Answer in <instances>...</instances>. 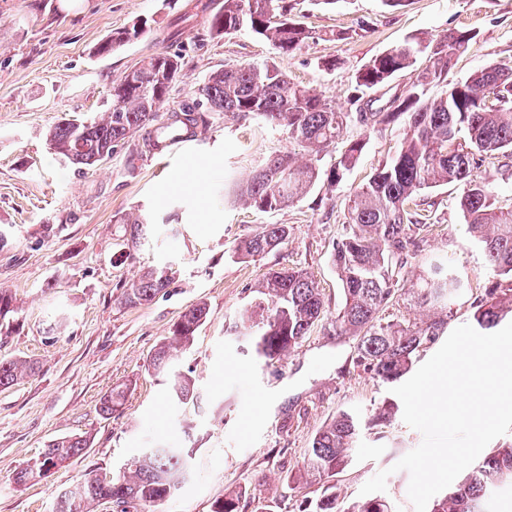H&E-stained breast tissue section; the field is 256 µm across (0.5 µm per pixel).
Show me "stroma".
<instances>
[{"mask_svg":"<svg viewBox=\"0 0 512 512\" xmlns=\"http://www.w3.org/2000/svg\"><path fill=\"white\" fill-rule=\"evenodd\" d=\"M196 0H0V287L15 299L19 323L0 336V360L31 359L34 373L0 388V512H51L62 491L89 471L118 475L128 458L152 443L192 451V473L155 512H211L228 492L245 495L242 512H304L323 493L302 484L298 469L323 424L337 412L367 415L389 399L390 387L370 378L355 359L356 341L315 325L281 359L254 356L232 323L271 271L305 270L316 280L326 319L342 294L331 253L345 232L348 200L392 156L403 121L364 125L360 112L386 109L404 93L412 70L352 105L355 75L372 57L412 38L431 41L451 31L474 34L430 96L491 64L512 69V0H295L294 15L313 33L289 55L250 31L218 37ZM140 19L155 29L110 54L96 47ZM343 39H336V32ZM180 57L167 106L192 97L198 83L225 65L267 63L294 83L332 101L350 119L340 140L321 156L328 170L350 141L365 146L340 184L320 182L288 207L261 212L234 191L276 154L290 150L287 134L255 119L211 113L171 154L127 138L92 168L60 162L46 143L60 118L88 121L112 100V85L161 50ZM335 61L332 69L324 61ZM461 188L423 192L435 211L426 255L447 256L474 291L492 280L481 250L465 231ZM154 221L134 237L132 220ZM264 224H284L287 244L243 261L236 244ZM176 275L150 302L122 303L127 286L152 268ZM208 308L192 347L174 367L190 376L197 403L177 406L150 359L189 306ZM123 385L120 412L104 418L101 396ZM87 437L85 452L50 476L18 488L15 472L57 438ZM422 441L402 415L364 430L351 463L335 477L340 503L389 470L380 497L391 512H414L409 475L393 466Z\"/></svg>","mask_w":512,"mask_h":512,"instance_id":"35a3bbf8","label":"stroma"}]
</instances>
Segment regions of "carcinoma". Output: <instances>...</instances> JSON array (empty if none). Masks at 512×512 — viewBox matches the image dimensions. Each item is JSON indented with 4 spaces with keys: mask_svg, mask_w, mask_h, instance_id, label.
Wrapping results in <instances>:
<instances>
[{
    "mask_svg": "<svg viewBox=\"0 0 512 512\" xmlns=\"http://www.w3.org/2000/svg\"><path fill=\"white\" fill-rule=\"evenodd\" d=\"M198 7L208 13L213 34L247 29L282 55L297 50L312 35L295 20L290 0H224L216 10L207 0ZM150 30L147 24L114 33L97 53L107 54ZM472 38L470 31H451L435 43L411 39L393 46L358 71L350 92L355 104L397 72L413 67L420 54L429 56L430 65L414 70L406 94L394 99L392 110L372 113L383 124L405 117L406 132L395 154L350 199L346 232L333 254L342 306L328 325L329 333L356 338L357 363L382 384L394 385L411 372L421 351L444 334L466 290L464 280L439 259L422 261L419 274L409 278V260L424 250L432 226L431 211L409 206L420 192L451 183L462 187L459 208L466 231L500 277L474 298L472 327L490 334L512 314V209L498 206L488 184L476 174L477 160L512 150V70L490 64L464 81L449 84L444 95L428 96L433 84L446 80L452 62ZM178 73V55L169 51L143 60L112 85L111 105L99 118L80 124L63 119L51 127L46 135L50 149L71 165L94 166L140 131L160 149L174 135L205 125L206 113L222 112L282 129L308 154L304 162L291 153L270 158L238 189V201L262 212L280 209L305 197L323 177L317 162L342 136L349 113L291 82L274 66L233 64L211 73L194 90V98L161 123L160 111ZM491 94L495 102L487 106L483 98ZM363 148V141H350L325 176L329 185L342 182ZM287 240V225L266 224L238 243L234 254L247 259L275 250ZM171 281L169 269H151L125 289L122 300L129 306L145 304ZM395 299L417 314L380 318V311ZM16 313L13 296L1 288L0 336L14 330ZM207 315L203 303L182 312L151 360L152 369L168 382L170 399L178 404L194 402L197 394L192 379L174 370L175 352L192 345ZM324 316L322 293L308 273L281 269L269 273L255 290L239 324L257 356L270 362L299 347ZM34 370L31 361L1 360L0 387L11 386ZM124 400V389H110L100 398V414L112 417ZM397 411L398 405L390 401L367 420L341 411L316 432L303 460V476L326 485V490L309 512H389L377 498L342 506L329 479L346 467L365 426L386 425ZM87 446L80 435L55 440L15 473L14 483L28 485L40 478L42 468L62 467ZM188 469L189 454L183 448H143L126 461L122 475L87 477L63 491L52 512H93L105 500L120 507V512H150V507L174 494ZM507 483L512 484V445L479 461L433 504L431 512H489L493 490ZM240 499L237 493L226 494L213 503L211 512H239Z\"/></svg>",
    "mask_w": 512,
    "mask_h": 512,
    "instance_id": "cac0c4a2",
    "label": "carcinoma"
}]
</instances>
